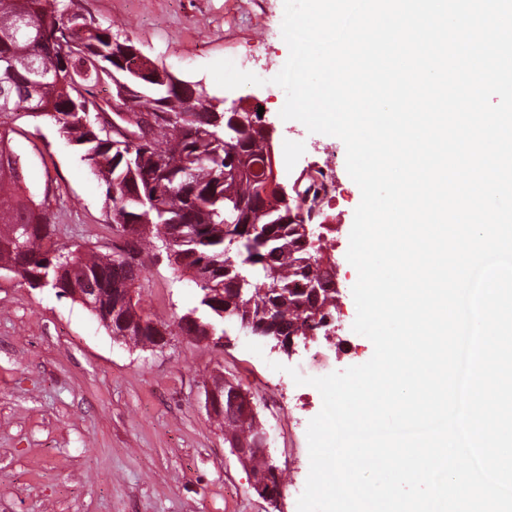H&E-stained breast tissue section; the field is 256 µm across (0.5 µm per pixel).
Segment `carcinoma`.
<instances>
[{
  "label": "carcinoma",
  "mask_w": 512,
  "mask_h": 512,
  "mask_svg": "<svg viewBox=\"0 0 512 512\" xmlns=\"http://www.w3.org/2000/svg\"><path fill=\"white\" fill-rule=\"evenodd\" d=\"M76 0H0V127L24 112L47 119L59 137L106 186V222L130 235L126 253L82 251L58 241L46 201H36L24 181L21 154L0 132V269L29 287L141 288L165 241L184 227L169 268L200 290L199 305L176 327L183 336L224 335V326L247 325L286 334L300 317L315 321L332 304V268L309 277L315 256L288 221V204L259 197L251 169L264 159L260 131L239 127L235 113L212 103L206 89L170 72L143 73L123 65L133 40L112 33L94 17L66 46L50 38L70 29ZM113 90L152 111L150 135L137 142L112 136L90 98L91 84ZM225 436L255 437V418L224 392Z\"/></svg>",
  "instance_id": "1"
}]
</instances>
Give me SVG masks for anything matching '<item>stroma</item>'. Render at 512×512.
Wrapping results in <instances>:
<instances>
[{
    "mask_svg": "<svg viewBox=\"0 0 512 512\" xmlns=\"http://www.w3.org/2000/svg\"><path fill=\"white\" fill-rule=\"evenodd\" d=\"M78 3L101 25L119 23L145 56L177 77L201 82L229 102H259L275 128L281 182L333 166L334 229L317 245L336 263V327L333 336H317L290 355L234 330L221 347L175 335L164 348L141 349L116 341L81 304L1 270L0 512H296L294 494L274 504L257 495L204 406L215 375L240 384L268 431L272 460L300 491L319 392L289 385L288 368L315 364L329 374L365 363L374 352L352 330L357 272L346 253L361 192L347 173L345 145L279 116L282 89L272 79L289 55L283 0ZM247 54L262 85L227 90L206 70ZM7 135L24 157L30 191L48 197L61 240L111 247L116 237L105 222L103 188L79 152L50 121L21 112L9 118ZM140 299L145 312L171 324L198 306L199 291L161 262L150 267Z\"/></svg>",
    "mask_w": 512,
    "mask_h": 512,
    "instance_id": "stroma-1",
    "label": "stroma"
}]
</instances>
